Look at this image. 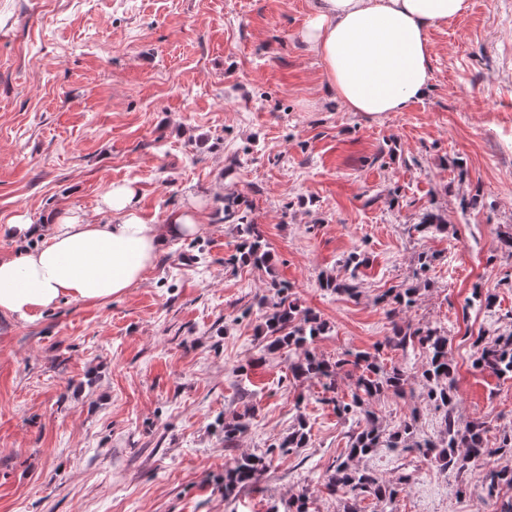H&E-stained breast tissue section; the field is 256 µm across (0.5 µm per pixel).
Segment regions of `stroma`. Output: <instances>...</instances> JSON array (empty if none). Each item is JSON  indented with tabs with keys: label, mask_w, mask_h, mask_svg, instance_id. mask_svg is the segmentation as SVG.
<instances>
[{
	"label": "stroma",
	"mask_w": 512,
	"mask_h": 512,
	"mask_svg": "<svg viewBox=\"0 0 512 512\" xmlns=\"http://www.w3.org/2000/svg\"><path fill=\"white\" fill-rule=\"evenodd\" d=\"M469 3L429 33L428 95L372 119L340 107L303 43L311 0H0V225L23 215L46 235L65 209L99 222L126 182L149 224L203 203L198 233L126 294L0 314V512H285L305 489L315 512H339L323 484L354 424L292 378L303 350L267 351L275 281L327 323L317 354L376 352L407 372L406 397L372 403L385 429L413 415L440 430L426 353L383 345L396 323L447 331L461 421H487L492 441L512 427V378L472 366L473 337L512 331V255L497 247L512 233V0ZM228 196L270 268L234 263ZM428 211L446 231H415ZM354 253L358 297L323 290ZM402 284L417 301L389 312L379 297ZM240 415L249 428L225 446ZM301 419L305 447L275 453ZM244 452L269 464L225 498ZM359 465L403 480L394 512L481 510L484 470L461 479L391 448Z\"/></svg>",
	"instance_id": "stroma-1"
}]
</instances>
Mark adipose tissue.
<instances>
[{
	"mask_svg": "<svg viewBox=\"0 0 512 512\" xmlns=\"http://www.w3.org/2000/svg\"><path fill=\"white\" fill-rule=\"evenodd\" d=\"M467 8L468 0H312L301 37L340 105L376 118L427 95L429 32ZM100 210L107 219L98 224L76 210L54 214L38 248L0 256V313L31 321L64 300L109 301L141 282L169 241L199 230L192 205L146 223L129 183L113 185Z\"/></svg>",
	"mask_w": 512,
	"mask_h": 512,
	"instance_id": "ef3b65f1",
	"label": "adipose tissue"
}]
</instances>
